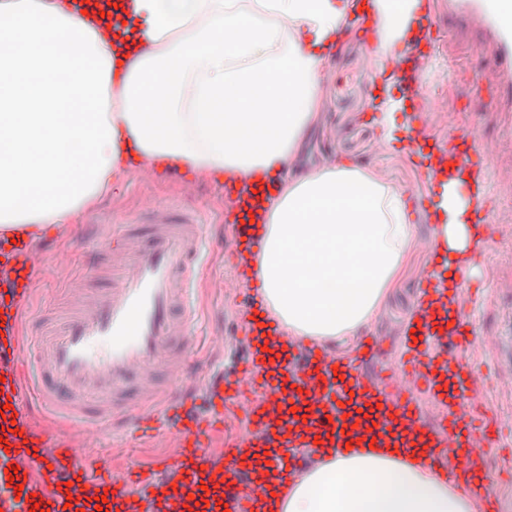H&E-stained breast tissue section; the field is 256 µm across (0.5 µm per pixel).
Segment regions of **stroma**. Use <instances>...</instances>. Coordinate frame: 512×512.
Returning a JSON list of instances; mask_svg holds the SVG:
<instances>
[{"label":"stroma","mask_w":512,"mask_h":512,"mask_svg":"<svg viewBox=\"0 0 512 512\" xmlns=\"http://www.w3.org/2000/svg\"><path fill=\"white\" fill-rule=\"evenodd\" d=\"M438 41L431 47L430 65L417 77L425 108L432 114L434 130L444 134L453 120L456 103L468 100L480 113V136L496 143L486 196L488 214L497 221L500 233L483 244L485 261L476 278L479 295L463 293L461 308L482 335L500 337L497 350L474 347L466 358L482 378L484 399L500 412L512 413V338L506 331L512 326V112H480V102L469 91L487 68L474 42L461 31L448 27V11L440 9L435 18ZM375 58L360 33L348 36L335 53L324 86L323 118L306 140L295 165L306 169L330 157L356 161L365 168L383 173L396 184L422 193V170L401 147L381 148L368 119L371 79ZM196 209L203 226L200 263L201 278L191 291L195 316L187 333L197 348L194 362L197 372L192 380L205 386L208 376L222 372L233 374L244 350L236 344L231 331L242 312L241 298L247 287H228L231 261L221 245L225 236L224 188L206 178H189L187 173L160 171L154 178L130 172L118 192L104 193L87 205L59 235L57 248L48 252L33 282L26 317L25 339L35 342L51 326L68 302L67 288L82 283L87 288L101 287L107 273L94 264L95 255L121 241L128 219L148 220L150 212L173 204ZM415 242L388 288L379 315L368 329L369 335L391 341L383 365L398 364L397 346L418 302L420 278L424 269V244L434 232L428 213L413 211ZM102 447L96 458L87 462L88 472L110 467L122 469L155 453L172 448L171 439L135 440L120 426L102 421Z\"/></svg>","instance_id":"1"}]
</instances>
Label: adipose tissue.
I'll return each mask as SVG.
<instances>
[{
    "instance_id": "1",
    "label": "adipose tissue",
    "mask_w": 512,
    "mask_h": 512,
    "mask_svg": "<svg viewBox=\"0 0 512 512\" xmlns=\"http://www.w3.org/2000/svg\"><path fill=\"white\" fill-rule=\"evenodd\" d=\"M120 25L67 0H0V230L39 237L67 225L141 170L189 169L255 184L276 176L253 278L283 335L354 339L378 314L414 241L406 191L352 161L302 171L330 51L359 16L376 25L373 121L390 144L406 112L393 61L420 42L425 0H118ZM452 199L431 219L429 251L456 282L479 247L484 210L473 170L448 162ZM261 512H484L411 448L317 453Z\"/></svg>"
}]
</instances>
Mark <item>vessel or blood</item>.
Masks as SVG:
<instances>
[{"label":"vessel or blood","instance_id":"b4317fda","mask_svg":"<svg viewBox=\"0 0 512 512\" xmlns=\"http://www.w3.org/2000/svg\"><path fill=\"white\" fill-rule=\"evenodd\" d=\"M448 15L465 21L493 64L486 88H473L489 112H512V0H447ZM427 113L405 135L415 149L432 139ZM460 164L487 165L493 145L482 141L471 114L448 129L447 145ZM201 226L195 210L155 213L133 227L122 255L112 257V277L97 295L48 328L34 350L21 336L34 268L32 242L22 228L0 231V512H257L268 493L263 476L284 472L301 451L339 448L373 436L392 444L430 449L456 479L457 460H483L501 446L512 420L488 409L464 353L479 337L472 321L455 312L438 317L441 289L421 302L416 334L402 342L399 365L370 373L366 361L384 348L361 341L339 359L316 345L274 341V324L242 326L246 355L232 376L193 386L188 362L194 348L185 334L194 316L190 290L201 274ZM257 225L234 219L237 255L257 248ZM168 377L160 394L156 376ZM428 395L439 408L427 420L417 400ZM62 406L73 415L94 410L120 416L146 437L174 436L175 453L160 455L121 476H90L85 462L101 443L98 424L61 437L33 425L30 414ZM247 420L246 429L228 419ZM223 434L209 453V436ZM15 476H7L9 467Z\"/></svg>","mask_w":512,"mask_h":512}]
</instances>
